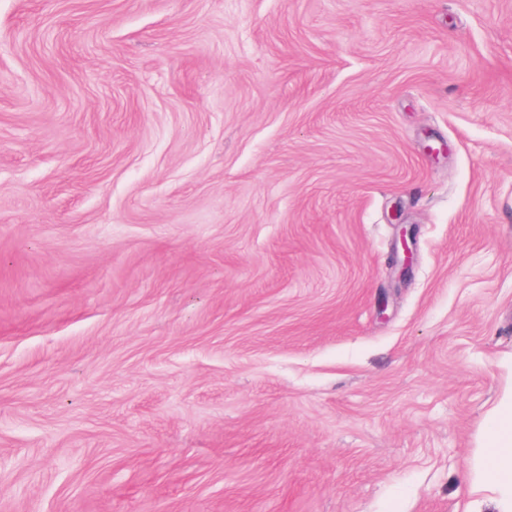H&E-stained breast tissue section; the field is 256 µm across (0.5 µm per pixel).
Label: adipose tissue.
I'll use <instances>...</instances> for the list:
<instances>
[{"mask_svg": "<svg viewBox=\"0 0 512 512\" xmlns=\"http://www.w3.org/2000/svg\"><path fill=\"white\" fill-rule=\"evenodd\" d=\"M475 481L496 493L499 512H512V384L486 414V434Z\"/></svg>", "mask_w": 512, "mask_h": 512, "instance_id": "adipose-tissue-1", "label": "adipose tissue"}]
</instances>
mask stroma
<instances>
[{"instance_id":"1","label":"stroma","mask_w":512,"mask_h":512,"mask_svg":"<svg viewBox=\"0 0 512 512\" xmlns=\"http://www.w3.org/2000/svg\"><path fill=\"white\" fill-rule=\"evenodd\" d=\"M510 383L512 0H0V512H497ZM410 236L407 230L401 228L399 234V242L393 249V264L398 267L401 275H406L412 264L413 254L409 246ZM483 451L475 469V483L492 489L498 512L512 511V383L486 414Z\"/></svg>"}]
</instances>
